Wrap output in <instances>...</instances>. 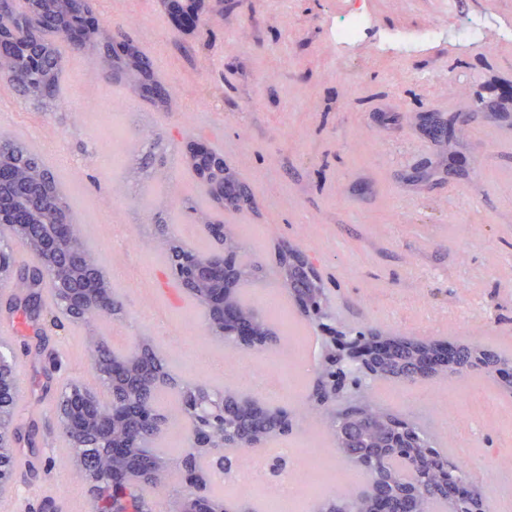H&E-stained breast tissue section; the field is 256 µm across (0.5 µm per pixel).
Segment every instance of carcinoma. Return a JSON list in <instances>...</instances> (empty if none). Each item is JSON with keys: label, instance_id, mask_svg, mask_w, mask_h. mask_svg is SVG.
Segmentation results:
<instances>
[{"label": "carcinoma", "instance_id": "carcinoma-1", "mask_svg": "<svg viewBox=\"0 0 512 512\" xmlns=\"http://www.w3.org/2000/svg\"><path fill=\"white\" fill-rule=\"evenodd\" d=\"M96 0H4L0 4V80L14 84L21 95L32 103L42 104L54 100L59 94L63 71L60 46L65 44L74 52H90L95 56L97 73L113 83L122 84L145 98H152L157 87L149 58L129 43L124 28L108 20H99L90 26L84 21L95 14ZM0 158L13 166L18 173L16 188L12 191V206L30 212L35 224H57L71 221L73 203L60 188L57 176L40 156L18 142L0 143ZM193 171L199 181L200 193L207 201L203 206L192 198L181 201L182 210L190 213L195 223L208 224L220 221L221 209L214 205L217 191L224 190V208L238 214L248 206L251 193L230 168L221 167L212 161L196 166ZM224 250L233 252L236 269L227 275L224 290L237 305L240 314L261 333L269 346L277 345V326L262 307L243 298L242 288L263 278L267 274L266 259L247 251L237 229L230 228L224 238ZM272 265L279 268L278 287L293 301H306L324 311L326 290L314 276L312 263L292 244L278 245L272 257ZM36 269L24 267L21 278L25 284L35 286L34 303H42L46 288L35 278ZM206 286L200 285L196 292L189 293L201 308L210 326H215L219 314L209 310L204 301ZM122 314V303L112 293L98 312L86 318V322L114 318ZM355 336L372 344L384 342L394 347L379 361L375 376L366 381L354 378L360 396L357 404L344 411V417L352 430L355 447H347V441L329 422V416L309 399L291 410V416L275 417L279 409L265 406L256 411L253 420L238 424L248 438L241 441V449H248L250 439L263 435L268 439L285 437L292 431L296 417H324L325 433L330 447L347 454L350 466L364 472L368 479L358 488L345 487L325 497L316 505V512H371L372 499L384 491L390 495L397 508L410 512H469L471 504L458 502L451 495L441 493L444 467L453 469L457 477L469 484L477 500L484 501L481 490L482 477L472 469L462 467L435 448L425 431L417 426L414 432L420 440H412L410 448H388L394 425L401 416L381 407L374 399L371 386L376 382H408L418 364L428 359L439 344L430 336H384L377 328L359 330ZM153 341L149 336H138L134 345L125 352L117 353L106 340L99 336L88 337V359L98 378V383L107 394L101 401L105 409L112 403L134 398L139 404L150 407L159 415V425L149 432L134 420L122 426L112 427V421L101 420L102 427L112 429V435L128 440L136 447L132 455L119 463V467L130 474L128 498L125 512H148L141 494L144 486L164 488L178 470L181 461L192 460L198 469H203L202 459L189 447L196 430V421L186 415V406L201 395H209L227 404L237 397L233 392H224L203 380L184 382L172 372L167 361L153 354ZM124 359L130 366L129 376L122 385H112L110 369L112 361ZM509 366V359L493 351L464 344L458 357L446 366L433 369L442 379L463 378L478 370L488 377ZM170 394L176 401L173 412L183 416L188 424L183 437L188 449L166 452L155 447L162 438L169 414L158 405L159 395ZM74 452L83 457V463L105 476L110 471L98 448H76ZM422 481L423 491L411 494V487Z\"/></svg>", "mask_w": 512, "mask_h": 512}]
</instances>
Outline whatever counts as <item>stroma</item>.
Wrapping results in <instances>:
<instances>
[{
    "mask_svg": "<svg viewBox=\"0 0 512 512\" xmlns=\"http://www.w3.org/2000/svg\"><path fill=\"white\" fill-rule=\"evenodd\" d=\"M354 0H224L217 22L185 34L156 0H97L99 18L118 23L136 46L151 43L173 93L145 100L97 75L87 53L65 52L59 98L39 108L0 82V133L25 131L59 158L55 170L73 198L81 236L99 256L123 304L117 319L85 326L45 303L38 319L0 308V343L10 365L24 364L30 395L17 421L36 436L35 452H18L15 488L67 477L66 512H91L74 456L53 449L62 436L57 404L64 382L98 383L86 337H104L117 352L151 337L179 377L254 394L219 362L238 352L207 336L198 309L172 284L166 246L156 232L167 217L185 246L200 228L179 202L200 193L186 154L201 145L224 157L252 193L234 216L248 249L268 255L282 241L299 247L328 290L329 327L348 333L379 328L387 336H432L512 355V0H364L374 31L340 47L326 34ZM483 16L479 43L458 36ZM437 22L442 42L404 59L378 42L381 31H417ZM421 80H414V73ZM125 101V111L112 109ZM448 127L432 137L427 117ZM164 138V160H146L145 131ZM127 225L133 242L112 238ZM246 298H277L281 341L257 353L258 370L282 378L267 403L296 407L306 396L323 330L311 329L274 275L243 288ZM215 361L194 364L193 353ZM383 407L426 427L436 448L456 458L450 427L464 430L473 468L486 472L489 512H505L512 486L491 479L512 471V393L500 379L375 384ZM485 409V423L474 413ZM285 444L321 455L328 475L347 471L330 450L325 423L297 421Z\"/></svg>",
    "mask_w": 512,
    "mask_h": 512,
    "instance_id": "35a3bbf8",
    "label": "stroma"
}]
</instances>
